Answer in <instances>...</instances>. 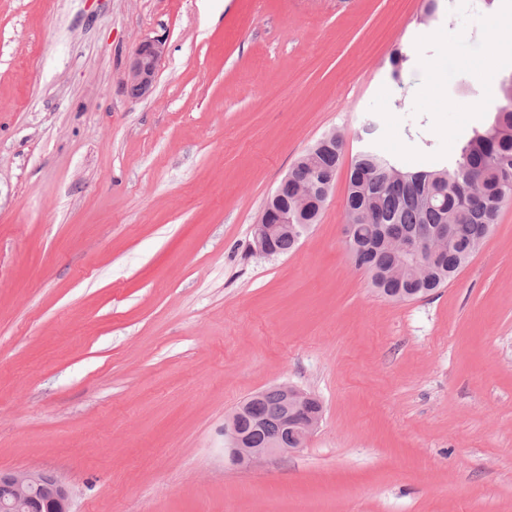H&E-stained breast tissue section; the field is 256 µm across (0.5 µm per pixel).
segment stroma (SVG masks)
<instances>
[{"label": "stroma", "instance_id": "35a3bbf8", "mask_svg": "<svg viewBox=\"0 0 512 512\" xmlns=\"http://www.w3.org/2000/svg\"><path fill=\"white\" fill-rule=\"evenodd\" d=\"M442 5L422 23V0H0V470L57 475L72 512H512V201L413 300L381 296L343 236L359 150L451 157L512 78V0ZM155 35L135 101L124 72ZM332 130L318 223L253 253ZM283 383L320 427L232 465L225 422ZM166 52L167 41L162 36L147 37L135 48L124 78V85L134 98L152 92L158 65Z\"/></svg>", "mask_w": 512, "mask_h": 512}]
</instances>
